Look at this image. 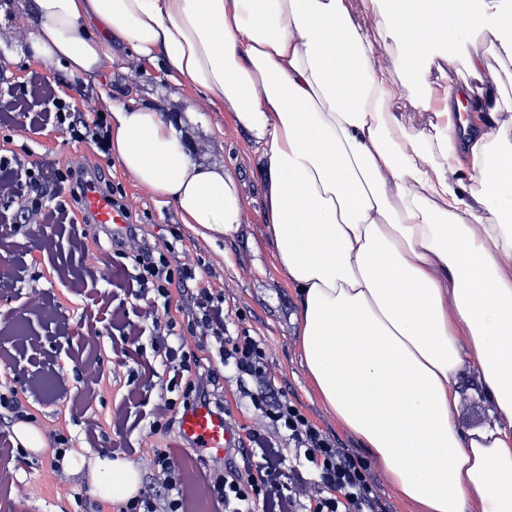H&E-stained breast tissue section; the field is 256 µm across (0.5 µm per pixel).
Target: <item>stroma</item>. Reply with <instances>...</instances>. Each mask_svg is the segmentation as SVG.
Here are the masks:
<instances>
[{
	"label": "stroma",
	"instance_id": "obj_1",
	"mask_svg": "<svg viewBox=\"0 0 512 512\" xmlns=\"http://www.w3.org/2000/svg\"><path fill=\"white\" fill-rule=\"evenodd\" d=\"M6 2L0 0V6ZM35 24V16L27 9L7 8L0 16V92L23 95L31 73L36 72L71 111L81 115L111 112L116 101L132 100L155 108L181 134L196 161L221 165L234 173L242 188L246 220L230 238L196 236L183 224L170 200L140 186L116 158L96 155L88 144L72 139L65 126L35 122V112L45 108L41 102L33 103L31 112L16 116L11 125L0 127V157L16 156L29 166L50 163L61 170L79 167L92 172L105 189L122 194L150 241L160 245L172 233H179L180 262L195 267L200 285L224 293L229 335L246 333L263 340L276 386L341 447L367 458L366 449L337 424L306 375L299 349L298 296L272 254L263 214L259 158L248 134L238 129L230 113L218 104L177 84L154 64L137 61L121 42L112 44V66L103 80L72 77L39 63L30 56L27 43ZM16 211L15 205L0 201V217L6 227L20 226L30 252L26 260L0 262V275L14 280L12 289L0 292V323L26 322L34 342L15 353L11 361L0 362V394L16 395L29 415L27 427L41 436L42 449L30 450L15 433L18 419L0 407V428L10 432L9 468L14 484L22 490L21 495L11 497L0 493V512H118V503L92 494L87 474L74 476L55 467L49 446L58 432L68 437L71 451L89 461L127 452L137 463L149 449L168 448L184 458L188 474H195L210 460L208 450L180 444L177 427H162L152 436L142 424L159 398L180 405L192 401L193 395L188 373L166 361L169 351L177 347L175 339H164L148 324L139 343L130 346L117 329L119 322L138 320L141 300L137 289L112 288L114 275L132 273V259L114 254L111 241L100 236L97 225L77 222L60 227L34 219L21 222ZM74 238L86 241L85 252L71 251L69 242ZM64 266L86 271L84 287L72 288L57 277V269ZM104 290L113 291L114 297L102 308L95 297ZM44 300L57 306L67 323L66 333H59L41 316L38 304ZM91 329L98 333L95 354L101 377L97 397L88 409L81 410L76 408L75 398L83 388L81 353ZM146 368L157 373L150 388L141 378ZM49 376L58 383L47 395L42 381ZM457 389V424L466 431L491 424V406L474 369H461ZM117 407L129 414L127 428L119 433L112 427V411ZM89 416L101 424L99 441L93 447L82 432V422Z\"/></svg>",
	"mask_w": 512,
	"mask_h": 512
}]
</instances>
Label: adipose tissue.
<instances>
[{"label":"adipose tissue","mask_w":512,"mask_h":512,"mask_svg":"<svg viewBox=\"0 0 512 512\" xmlns=\"http://www.w3.org/2000/svg\"><path fill=\"white\" fill-rule=\"evenodd\" d=\"M363 4L366 30L350 0H33L28 46L96 77L118 40L231 112L328 411L416 512H512V0ZM476 82L490 108L462 116ZM111 139L195 234L237 233L239 181L196 163L160 112L114 102ZM467 364L494 419L469 431ZM63 465L105 500L139 485L127 459Z\"/></svg>","instance_id":"obj_1"}]
</instances>
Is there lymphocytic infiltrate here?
<instances>
[{
    "mask_svg": "<svg viewBox=\"0 0 512 512\" xmlns=\"http://www.w3.org/2000/svg\"><path fill=\"white\" fill-rule=\"evenodd\" d=\"M29 87L25 98L0 94L1 126L9 125L17 113L29 111L31 101H49L55 110L41 112L42 123L53 120L66 124L73 139L89 144L98 154H110V129L104 113L85 119L72 116L67 103L57 98L54 88L39 74L31 75ZM52 179V170L42 167L27 174L22 165L0 158V200L21 197L28 216L40 223H69L67 209L48 205L45 200L43 186ZM180 242L176 236L165 246L152 244L133 223L125 235L113 237L116 253L133 249L138 270L134 281L144 296L138 322L119 325L125 343L139 342L143 324L159 325L162 313L171 310L173 289H184L195 280L194 269L178 261ZM194 306L197 350L190 353L188 362L201 400L216 411L224 409L223 394L210 388L213 371L197 354L199 348L213 342L237 383L240 404L259 412L273 433L268 436L247 431L245 444L227 451L223 472H200L192 486L184 479L179 456L166 448L150 449L144 466L161 480L167 493L131 497L121 512H193L192 503L199 491L223 504L224 512H386L372 488L368 465L349 449L339 447L334 438L275 389L267 371L265 343L253 336L227 335L223 295L201 289ZM290 454L296 459L292 467L286 464ZM303 460L314 466V477H304L299 466Z\"/></svg>",
    "mask_w": 512,
    "mask_h": 512,
    "instance_id": "lymphocytic-infiltrate-1",
    "label": "lymphocytic infiltrate"
}]
</instances>
